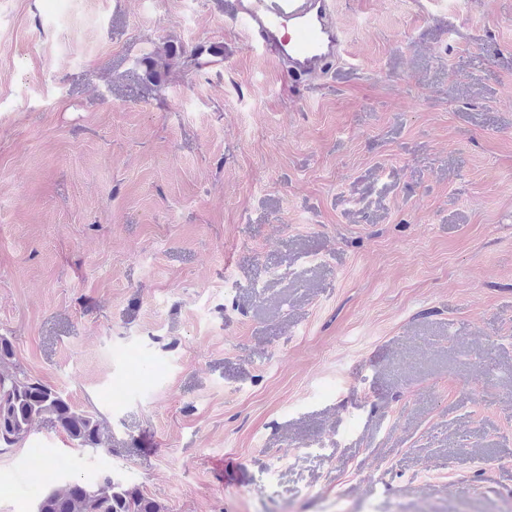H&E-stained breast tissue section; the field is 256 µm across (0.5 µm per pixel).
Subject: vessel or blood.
Masks as SVG:
<instances>
[{
	"label": "vessel or blood",
	"mask_w": 512,
	"mask_h": 512,
	"mask_svg": "<svg viewBox=\"0 0 512 512\" xmlns=\"http://www.w3.org/2000/svg\"><path fill=\"white\" fill-rule=\"evenodd\" d=\"M250 46L287 60L293 86L327 70L344 53L330 0H239Z\"/></svg>",
	"instance_id": "b4317fda"
}]
</instances>
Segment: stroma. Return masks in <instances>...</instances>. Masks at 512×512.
<instances>
[{
  "mask_svg": "<svg viewBox=\"0 0 512 512\" xmlns=\"http://www.w3.org/2000/svg\"><path fill=\"white\" fill-rule=\"evenodd\" d=\"M332 4L293 89L233 0H0V335L109 437L35 421L0 512H512V0ZM199 52L186 51L182 47L167 45L163 51H152L142 59L144 79L152 83H159L163 75L172 67L180 68L183 72H192L200 66ZM34 512H164L155 499L107 472L93 481L70 480L49 486L36 498Z\"/></svg>",
  "mask_w": 512,
  "mask_h": 512,
  "instance_id": "35a3bbf8",
  "label": "stroma"
}]
</instances>
